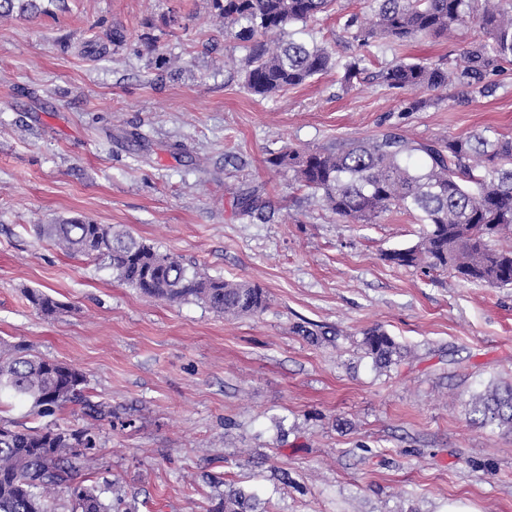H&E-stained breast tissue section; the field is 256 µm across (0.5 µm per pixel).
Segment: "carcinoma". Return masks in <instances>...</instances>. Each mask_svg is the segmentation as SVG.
<instances>
[{"mask_svg":"<svg viewBox=\"0 0 512 512\" xmlns=\"http://www.w3.org/2000/svg\"><path fill=\"white\" fill-rule=\"evenodd\" d=\"M56 0H0V19L14 13L39 17ZM227 30L246 44L244 80L251 93L266 97L306 83L316 75L343 68L345 84L360 73L359 63L340 64L325 46L277 39L268 45L258 36L282 34L333 10L337 0H211ZM375 22L366 27L350 15L344 30L367 46L378 41L404 44L425 35L447 36L468 22L478 23L482 39L463 47L460 61L410 63L385 67L378 78L386 87L409 95L404 111L434 103L422 94L455 81L483 92L486 76L512 62V0H375ZM421 153L420 165L412 162ZM275 167L295 172L301 186L321 196L326 207L346 223L374 224L398 209L424 225L419 241L393 249L384 260L397 267L426 265L451 269L464 281L491 287L512 286V248L491 241L512 234V137L490 140L468 134L431 143H413L394 133L349 140L334 148L273 156ZM39 237L73 256L108 260L112 278L141 293L171 303L194 301L224 316L263 310L267 295L259 285L214 278L192 263L161 252L108 224L83 216L39 224ZM44 314L60 303L42 292L26 295ZM362 346L375 366L385 368L400 356V346L380 328L364 332ZM86 378L71 364L31 353L0 341V396L29 404L30 413L50 417L79 402L86 414L112 417V406L84 393ZM469 414L485 426L512 430V383L472 395ZM96 435L88 428L15 430L0 418V512H55L51 494H69L68 512H112V485L85 484L77 477L97 461ZM210 512H254L253 495L230 488Z\"/></svg>","mask_w":512,"mask_h":512,"instance_id":"1","label":"carcinoma"}]
</instances>
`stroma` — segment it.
Returning <instances> with one entry per match:
<instances>
[{
    "label": "stroma",
    "instance_id": "1",
    "mask_svg": "<svg viewBox=\"0 0 512 512\" xmlns=\"http://www.w3.org/2000/svg\"><path fill=\"white\" fill-rule=\"evenodd\" d=\"M349 14L369 21L371 0H337L285 33L360 61L353 86L341 66L269 97L245 87L246 51L210 0H58L0 20V339L76 366L90 399L111 405L108 420L77 403L53 420L95 426L85 478L136 512H210L215 475L253 493L257 512H446L457 500L512 512V431L468 414L473 394L512 382V287L389 264L385 252L418 241L414 217L345 223L270 163L385 133L512 137V64L485 93L452 84L407 112L377 72L455 59L478 25L364 48L342 30ZM110 27L124 44L82 54ZM76 214L259 284L268 305L227 318L151 298L36 236ZM30 290L59 310L38 312ZM376 326L402 347L386 369L361 347Z\"/></svg>",
    "mask_w": 512,
    "mask_h": 512
}]
</instances>
